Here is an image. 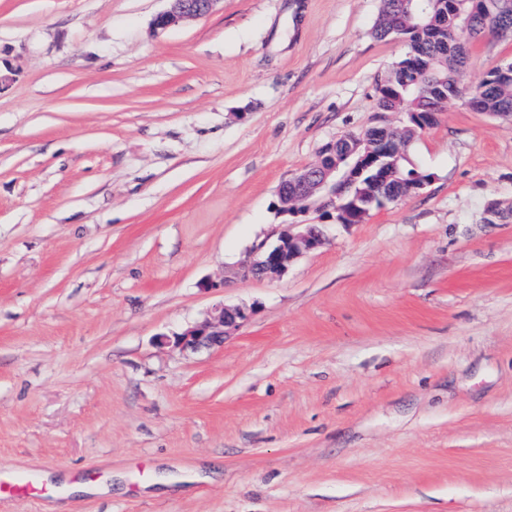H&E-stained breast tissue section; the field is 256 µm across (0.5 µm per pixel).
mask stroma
I'll return each mask as SVG.
<instances>
[{
  "mask_svg": "<svg viewBox=\"0 0 512 512\" xmlns=\"http://www.w3.org/2000/svg\"><path fill=\"white\" fill-rule=\"evenodd\" d=\"M380 0H0V466L94 478L60 512H512V120L448 106L431 179L360 224L281 181L402 117ZM512 60L471 48L466 81ZM325 238L230 272L285 224ZM223 346L158 344L216 302ZM169 8L154 19L156 29H167L184 21L200 19L208 14L218 0H167ZM287 225L288 229L281 232L274 243L261 242L254 247L253 258L239 266L238 277L263 279L281 275L294 259L323 246L324 238L316 224Z\"/></svg>",
  "mask_w": 512,
  "mask_h": 512,
  "instance_id": "obj_1",
  "label": "stroma"
}]
</instances>
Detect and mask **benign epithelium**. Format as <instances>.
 Returning <instances> with one entry per match:
<instances>
[{
  "instance_id": "benign-epithelium-1",
  "label": "benign epithelium",
  "mask_w": 512,
  "mask_h": 512,
  "mask_svg": "<svg viewBox=\"0 0 512 512\" xmlns=\"http://www.w3.org/2000/svg\"><path fill=\"white\" fill-rule=\"evenodd\" d=\"M169 8L154 19V27L167 29L184 21L200 19L218 0H168ZM404 129L389 127L379 139V151L368 149L341 177H336V156L349 158L357 153V138L343 135L324 146L317 162L285 178L278 189L279 210L296 214L310 208L340 210L338 197L357 179L368 175L372 181H388L399 174L395 160L404 154ZM324 244L321 231L314 224L288 225L272 244L261 242L253 249V258L239 266L242 279H263L283 274L299 256ZM249 314L240 307L215 305L208 317L180 334L159 341L182 350H197L224 345V338L237 331Z\"/></svg>"
}]
</instances>
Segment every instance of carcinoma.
Returning a JSON list of instances; mask_svg holds the SVG:
<instances>
[{
	"mask_svg": "<svg viewBox=\"0 0 512 512\" xmlns=\"http://www.w3.org/2000/svg\"><path fill=\"white\" fill-rule=\"evenodd\" d=\"M502 14L512 17V0H381L372 36L400 38L403 53L376 85L377 111L402 114L410 142L421 134L424 113L438 114L457 102L476 112L512 113V75L495 67L477 85L465 84L470 46L496 31ZM404 194L395 180L370 185L361 179L341 202L357 196L374 210L389 196Z\"/></svg>",
	"mask_w": 512,
	"mask_h": 512,
	"instance_id": "1",
	"label": "carcinoma"
}]
</instances>
